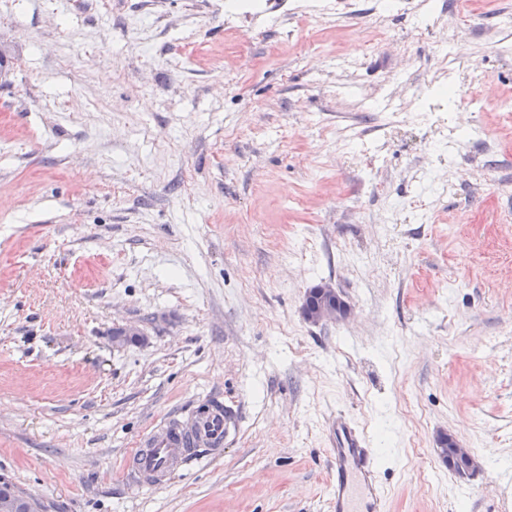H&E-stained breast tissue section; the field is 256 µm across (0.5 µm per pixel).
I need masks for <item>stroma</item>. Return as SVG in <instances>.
<instances>
[{"label": "stroma", "mask_w": 512, "mask_h": 512, "mask_svg": "<svg viewBox=\"0 0 512 512\" xmlns=\"http://www.w3.org/2000/svg\"><path fill=\"white\" fill-rule=\"evenodd\" d=\"M505 182L512 0H0V475L47 512H332L341 416L386 512H512ZM320 283L347 319H304ZM214 396L223 453L129 484ZM438 445L439 448H436L437 454L457 474L464 476L475 468L474 456L467 448H463L452 434L442 435L438 439Z\"/></svg>", "instance_id": "1"}]
</instances>
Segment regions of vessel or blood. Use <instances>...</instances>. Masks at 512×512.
Masks as SVG:
<instances>
[{"mask_svg":"<svg viewBox=\"0 0 512 512\" xmlns=\"http://www.w3.org/2000/svg\"><path fill=\"white\" fill-rule=\"evenodd\" d=\"M229 432L223 402L208 400L195 414L170 417L148 433L126 463L128 475L142 488L165 485L171 474L190 466L193 449L219 455ZM330 439L334 475L330 496L334 512H385L386 491L365 435L340 417L330 427Z\"/></svg>","mask_w":512,"mask_h":512,"instance_id":"b4317fda","label":"vessel or blood"}]
</instances>
